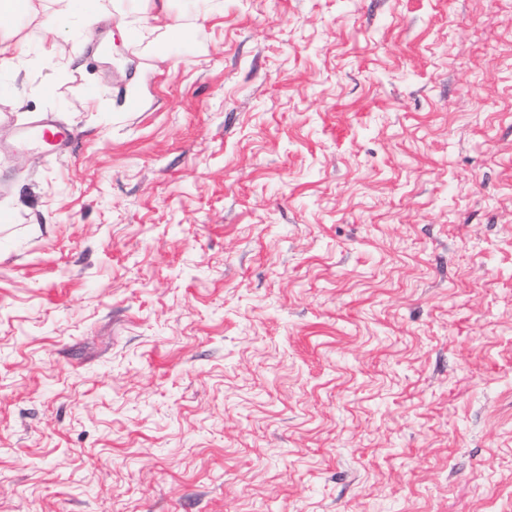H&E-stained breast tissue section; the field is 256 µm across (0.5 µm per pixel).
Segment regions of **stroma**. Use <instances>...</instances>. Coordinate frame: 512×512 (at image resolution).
I'll use <instances>...</instances> for the list:
<instances>
[{
  "instance_id": "stroma-1",
  "label": "stroma",
  "mask_w": 512,
  "mask_h": 512,
  "mask_svg": "<svg viewBox=\"0 0 512 512\" xmlns=\"http://www.w3.org/2000/svg\"><path fill=\"white\" fill-rule=\"evenodd\" d=\"M94 31L0 76V512H512V0ZM70 137L71 133L67 128L58 126L49 120L33 122L20 131V139L23 142H36L47 153H55L63 149Z\"/></svg>"
}]
</instances>
